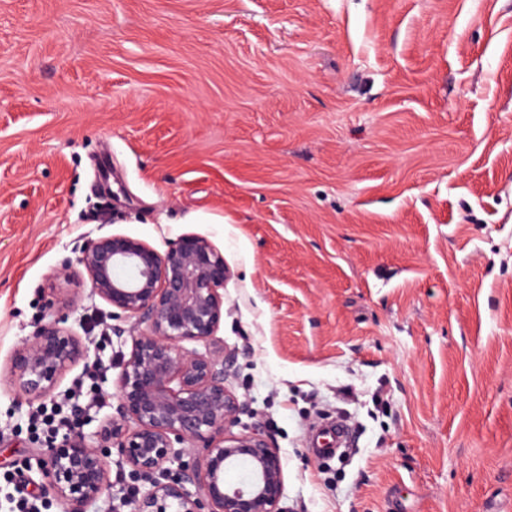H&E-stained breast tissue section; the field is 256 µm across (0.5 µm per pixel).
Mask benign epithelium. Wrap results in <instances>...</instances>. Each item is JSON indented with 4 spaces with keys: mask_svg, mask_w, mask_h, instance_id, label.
Segmentation results:
<instances>
[{
    "mask_svg": "<svg viewBox=\"0 0 512 512\" xmlns=\"http://www.w3.org/2000/svg\"><path fill=\"white\" fill-rule=\"evenodd\" d=\"M230 276L224 253L199 234L180 235L163 253L127 235L99 237L77 267L54 274L59 301H69L73 281L86 280L111 316L133 321L131 351L116 378L117 415L102 422L95 443L69 433L41 460L42 478L66 512H90L108 492L114 454L130 473L158 476L133 500V512H282L278 451L258 429L233 432L243 403L226 384L224 346L214 343ZM90 362L82 339L52 321L13 350L6 376L19 397L41 402L68 371ZM241 464L248 475L228 481Z\"/></svg>",
    "mask_w": 512,
    "mask_h": 512,
    "instance_id": "7a95c632",
    "label": "benign epithelium"
}]
</instances>
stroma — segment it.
<instances>
[{"label": "stroma", "instance_id": "35a3bbf8", "mask_svg": "<svg viewBox=\"0 0 512 512\" xmlns=\"http://www.w3.org/2000/svg\"><path fill=\"white\" fill-rule=\"evenodd\" d=\"M207 236L283 512H512V0H0V368L88 240ZM0 380V512L44 437ZM344 416L352 452L310 440Z\"/></svg>", "mask_w": 512, "mask_h": 512}]
</instances>
